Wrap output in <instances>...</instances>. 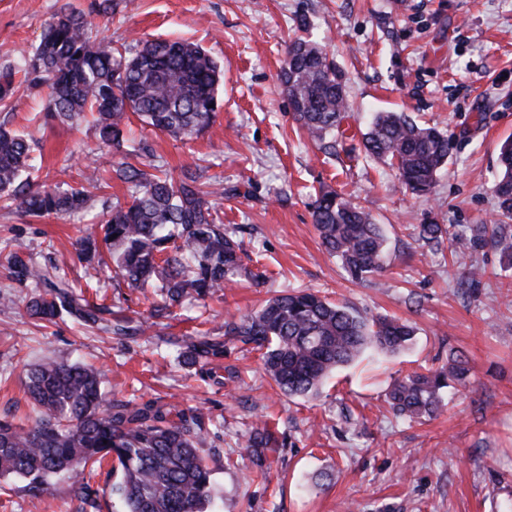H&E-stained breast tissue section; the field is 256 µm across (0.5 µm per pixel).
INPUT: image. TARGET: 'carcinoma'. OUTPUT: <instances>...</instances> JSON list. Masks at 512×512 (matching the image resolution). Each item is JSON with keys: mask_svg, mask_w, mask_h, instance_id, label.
<instances>
[{"mask_svg": "<svg viewBox=\"0 0 512 512\" xmlns=\"http://www.w3.org/2000/svg\"><path fill=\"white\" fill-rule=\"evenodd\" d=\"M104 0L92 15L72 8L56 13L45 25L40 43L15 70H0V103L6 105L21 82L47 88L48 106L28 121L38 125L79 124L93 118L99 142L120 157L115 173L127 184L130 201L104 202L101 236L78 242L86 283L98 275L96 257L108 251L128 287L161 298L154 316L164 317L188 298L205 300L242 278L260 275L243 264L244 250L224 224L211 191L200 175H168L146 141L134 143L124 133L129 114L173 138L190 141L214 121L223 103L220 65L201 45L179 39L145 41L135 53L115 48L93 34L116 9ZM280 80L294 119L314 143L336 136L345 118L346 76L320 46L303 37L291 41ZM366 151L395 167L416 196L432 193L438 171L448 163L454 144L445 133L421 127L402 112L377 113L363 133ZM36 142L28 134L0 123V198L18 213L33 217L70 216L90 207L85 187L60 189L36 182ZM501 177L494 188L501 215L512 218V139L499 150ZM313 221L325 250L340 258L352 279L363 281L383 269L385 237L369 213L342 194L325 191L315 200ZM418 239L464 248L492 244L501 264L512 269V236L502 224H474L470 235L450 232L443 224H419ZM116 238H111V235ZM9 279L35 288L26 304L32 319L70 320L120 337L142 336L146 324L124 309L89 300L68 279L50 274L15 240L0 246ZM414 327L399 319L364 317L342 303L307 290L283 291L255 314L224 323V335L196 329L183 355L208 366L224 356L230 340L262 351L264 369L290 397L318 394L325 377L357 360L366 350L396 352L414 337ZM470 368L453 360L438 369L413 371L394 380L387 401L395 415L410 419L434 416L443 390L464 384ZM104 374L78 362L48 357L29 366L25 388L33 416L18 426L0 418V476L26 481L39 497L57 480L96 494L91 480L104 461L112 463L115 512H207L216 491L203 455L208 430L195 409H178L159 400L112 399ZM283 446L267 420L249 433L255 478L268 473L269 457Z\"/></svg>", "mask_w": 512, "mask_h": 512, "instance_id": "1", "label": "carcinoma"}]
</instances>
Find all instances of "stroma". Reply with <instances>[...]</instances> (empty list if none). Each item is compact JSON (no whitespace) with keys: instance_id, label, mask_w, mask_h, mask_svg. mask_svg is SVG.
Returning <instances> with one entry per match:
<instances>
[{"instance_id":"35a3bbf8","label":"stroma","mask_w":512,"mask_h":512,"mask_svg":"<svg viewBox=\"0 0 512 512\" xmlns=\"http://www.w3.org/2000/svg\"><path fill=\"white\" fill-rule=\"evenodd\" d=\"M100 0H0V69L17 67L44 24L64 4L95 10ZM309 36L347 74L349 105L328 155L293 119L279 71L298 17ZM115 46L132 40L184 38L200 43L224 69V104L200 136L182 143L133 122L129 138L152 145L173 176L197 170L223 185L224 222L233 227L260 283L241 282L200 302L185 301L146 335L120 339L78 330L70 320L39 326L16 287L12 310L0 312V417L31 413L27 365L47 356L92 364L112 398H154L196 408L220 422L204 455L222 496L219 512H512V270L486 246L451 257L411 238L420 224H497L493 187L501 144L512 139V0H119L99 29ZM45 91L20 88L0 120L29 133L41 154L40 179L67 188L87 168L105 191L86 212L33 218L0 206V238L22 243L40 262L81 280L78 239L96 235L103 197L127 202L116 158L101 148L91 122L70 127L30 123ZM403 112L452 136L455 149L432 194H411L389 162L366 154L362 134L372 115ZM239 194H231V187ZM336 190L381 224L385 266L356 282L328 254L313 224L321 191ZM480 267V281L469 278ZM111 303L150 318V302L101 272ZM307 288L366 316L410 322L415 338L395 354L370 353L334 372L317 397L280 392L261 354L228 343L217 373L188 364L176 346L198 323L220 333L224 322L258 310L277 292ZM464 357L467 386L449 389L430 418L396 417L386 402L394 378L418 366ZM277 423L283 446L267 479L248 480L247 434L261 415ZM234 468H226V459ZM0 512H81L68 481L38 498L22 480H0Z\"/></svg>"}]
</instances>
